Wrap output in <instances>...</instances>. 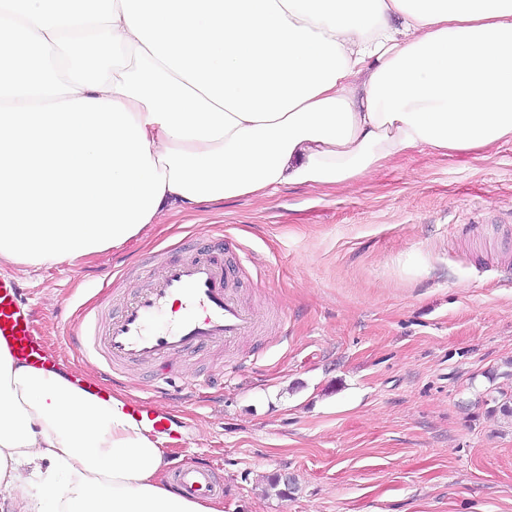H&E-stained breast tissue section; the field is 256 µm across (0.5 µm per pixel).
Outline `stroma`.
Segmentation results:
<instances>
[{"label": "stroma", "mask_w": 512, "mask_h": 512, "mask_svg": "<svg viewBox=\"0 0 512 512\" xmlns=\"http://www.w3.org/2000/svg\"><path fill=\"white\" fill-rule=\"evenodd\" d=\"M225 242L279 333L182 356L159 399L170 468L209 464L224 512H512V141L417 150L336 191L282 186L159 218L147 236L21 278L44 340L80 379L67 333L148 254Z\"/></svg>", "instance_id": "1"}]
</instances>
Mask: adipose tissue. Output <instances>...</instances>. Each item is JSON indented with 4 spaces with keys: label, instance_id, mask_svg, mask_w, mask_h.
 I'll use <instances>...</instances> for the list:
<instances>
[{
    "label": "adipose tissue",
    "instance_id": "ef3b65f1",
    "mask_svg": "<svg viewBox=\"0 0 512 512\" xmlns=\"http://www.w3.org/2000/svg\"><path fill=\"white\" fill-rule=\"evenodd\" d=\"M508 139L512 0H0V271ZM167 467L123 399L0 351V512H224Z\"/></svg>",
    "mask_w": 512,
    "mask_h": 512
}]
</instances>
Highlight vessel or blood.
Returning <instances> with one entry per match:
<instances>
[{"instance_id": "b4317fda", "label": "vessel or blood", "mask_w": 512, "mask_h": 512, "mask_svg": "<svg viewBox=\"0 0 512 512\" xmlns=\"http://www.w3.org/2000/svg\"><path fill=\"white\" fill-rule=\"evenodd\" d=\"M150 266L147 284L108 319L88 308L69 332L72 348L102 372L101 379L78 383L97 399L110 400L106 381L131 369L169 365L188 351L218 348L258 328L259 316L239 295L235 269L223 247L200 244L178 255L167 247L154 255ZM0 348L16 362L47 371L58 368L42 346L24 289L5 275H0ZM128 412L155 431L171 428V420L155 409L153 397L134 399ZM174 485L182 494L206 496L217 482L209 469L193 467L176 470Z\"/></svg>"}]
</instances>
